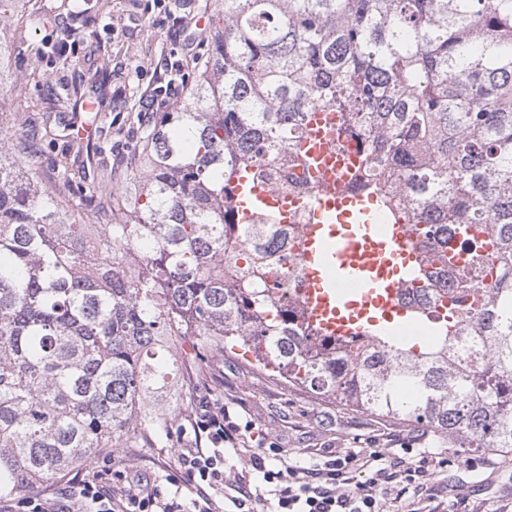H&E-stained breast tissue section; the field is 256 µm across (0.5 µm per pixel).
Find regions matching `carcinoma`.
Masks as SVG:
<instances>
[{"mask_svg":"<svg viewBox=\"0 0 512 512\" xmlns=\"http://www.w3.org/2000/svg\"><path fill=\"white\" fill-rule=\"evenodd\" d=\"M30 2L0 0V28ZM213 19L192 98L146 130L119 193L64 176L51 192L37 132L0 112V499L166 436L180 407L150 399L226 338L324 402L511 452L512 0H215ZM13 52L0 32V86ZM315 109L367 142L352 192L389 214L406 189L414 223L445 225L441 250L448 224L498 241L467 242L456 271L463 302L496 261L495 300L452 306L426 351L319 334L279 302L272 225L238 222L235 173L297 157ZM242 247L257 261L224 276Z\"/></svg>","mask_w":512,"mask_h":512,"instance_id":"carcinoma-1","label":"carcinoma"}]
</instances>
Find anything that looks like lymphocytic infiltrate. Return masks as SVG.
I'll use <instances>...</instances> for the list:
<instances>
[{"label": "lymphocytic infiltrate", "mask_w": 512, "mask_h": 512, "mask_svg": "<svg viewBox=\"0 0 512 512\" xmlns=\"http://www.w3.org/2000/svg\"><path fill=\"white\" fill-rule=\"evenodd\" d=\"M252 429L200 394L194 413L177 429V464L165 480L106 462L92 477L57 492L38 489L0 500V512H223L215 497L227 488L234 492L235 512H384L390 496L422 494L430 476L447 465L433 453L414 466L390 463L377 448L307 464L274 438L268 447H251ZM230 455L243 469L225 471Z\"/></svg>", "instance_id": "1"}]
</instances>
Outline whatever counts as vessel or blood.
<instances>
[{"label":"vessel or blood","mask_w":512,"mask_h":512,"mask_svg":"<svg viewBox=\"0 0 512 512\" xmlns=\"http://www.w3.org/2000/svg\"><path fill=\"white\" fill-rule=\"evenodd\" d=\"M326 203L315 204L304 228L300 259L306 273L302 304L311 325L327 336L348 338L368 329L406 337L413 328L397 297L413 277L420 257L414 229L389 223L346 189L355 171L350 145H337L334 114L316 113L300 144ZM235 196L256 210L289 208L273 191L239 179Z\"/></svg>","instance_id":"b4317fda"}]
</instances>
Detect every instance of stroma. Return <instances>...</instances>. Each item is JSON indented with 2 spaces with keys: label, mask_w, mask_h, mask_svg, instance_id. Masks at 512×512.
<instances>
[{
  "label": "stroma",
  "mask_w": 512,
  "mask_h": 512,
  "mask_svg": "<svg viewBox=\"0 0 512 512\" xmlns=\"http://www.w3.org/2000/svg\"><path fill=\"white\" fill-rule=\"evenodd\" d=\"M17 57L18 80L0 97V110L20 113L27 124L46 127L48 135L37 145L36 172L46 183L58 173L105 193L125 184L127 166L151 115L142 112L140 100L157 94L170 80L159 71L162 62L185 60L172 19L157 0H108V8L88 28H79L54 0H35L34 11L9 21ZM105 72L99 111L75 109L76 80L92 84ZM92 126L95 138L81 143L75 129ZM254 355L240 356L214 348L206 352L195 390L179 394L180 414L194 407L196 389L232 404L256 428L251 444L264 446L267 437L281 439L296 453H307L333 443L339 448H363L371 439L381 447L404 454L416 462L422 451L449 453V465L428 483L432 499L421 500L424 512L454 500L467 499L468 512H501L512 505V453L495 455L453 448L451 440L430 430L393 422L342 404H325L303 389H284L280 381L254 367ZM108 457L116 469L133 468L157 475L174 468L176 453L170 439L131 448H113Z\"/></svg>",
  "instance_id": "35a3bbf8"
}]
</instances>
